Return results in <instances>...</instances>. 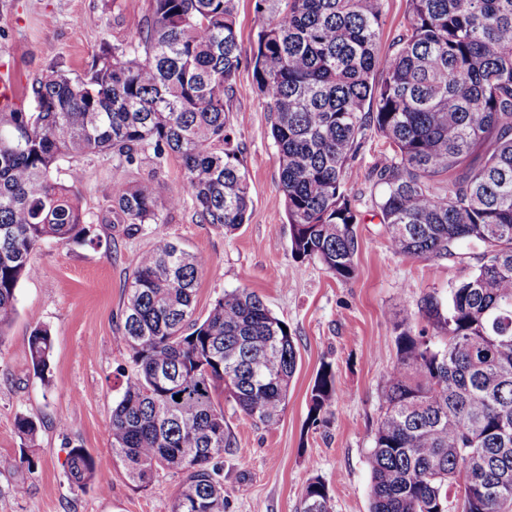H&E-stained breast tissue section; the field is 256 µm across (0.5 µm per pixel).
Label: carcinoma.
Listing matches in <instances>:
<instances>
[{"label": "carcinoma", "mask_w": 512, "mask_h": 512, "mask_svg": "<svg viewBox=\"0 0 512 512\" xmlns=\"http://www.w3.org/2000/svg\"><path fill=\"white\" fill-rule=\"evenodd\" d=\"M250 63L271 112L291 252L340 281L359 242L347 194L365 131L393 156L371 174L390 248L425 260L459 241L479 265L419 311L433 335L397 325V359L381 389L368 454L370 512H509L512 508V0H408L406 25L381 53L383 0H262ZM243 61L235 0H153L136 43L105 49L76 78L57 66L31 84L32 112H0V337L43 241L85 239L76 180L53 177L65 156L123 167L174 154L201 221L233 232L251 210L229 102ZM151 179L112 189L104 222L158 223ZM205 258L155 235L138 260L122 314L135 373L112 408V454L139 488L181 474L170 512H224L225 393L272 429L297 368L291 332L248 289L204 319L195 294ZM53 338L33 329L28 357L48 379ZM180 400H175V396ZM336 395L330 365L311 391L312 423ZM20 437L38 427L21 417ZM69 479L94 482L83 448ZM302 512H331L317 477Z\"/></svg>", "instance_id": "1"}]
</instances>
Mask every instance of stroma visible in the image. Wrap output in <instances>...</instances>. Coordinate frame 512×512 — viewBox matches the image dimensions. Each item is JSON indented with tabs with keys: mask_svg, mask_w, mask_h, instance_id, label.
Segmentation results:
<instances>
[{
	"mask_svg": "<svg viewBox=\"0 0 512 512\" xmlns=\"http://www.w3.org/2000/svg\"><path fill=\"white\" fill-rule=\"evenodd\" d=\"M151 5L152 0H0V74L15 77L19 110L33 108L25 88L47 67L80 75L102 48L136 42ZM230 109L253 200L248 221L231 233L201 222L175 156L124 168L108 155L57 161L61 181L73 169L82 173L78 190L91 240L43 241L31 256L34 274L17 289V315L0 346V456L23 455L33 464L0 472V512H169L180 475L162 471L149 487L137 488L113 456L106 429L134 370L118 338L125 288L159 231L209 260L197 286V316H206L224 294L247 288L262 296L294 337L297 369L275 429L244 416L234 402L223 403L232 441L223 454L224 512H300L303 490L315 477L328 486L333 512H369L368 452L381 414V385L396 361L394 324L406 318L415 329L425 328L418 313L422 299H447L449 288L474 271L478 251L461 242L448 258L424 260L390 248L369 175L391 151L370 130L348 191L360 244L355 277L341 282L319 262L297 261L268 104L249 64L236 74ZM143 179L158 185L161 200L176 197L179 205L161 209L159 224L137 232L102 223L113 186ZM39 325L54 339L46 383L34 375L27 355L29 336ZM325 364L336 376V398L315 423L310 395ZM21 416L38 426L35 446L18 434ZM75 447L96 463V482L84 489L67 476Z\"/></svg>",
	"mask_w": 512,
	"mask_h": 512,
	"instance_id": "obj_1",
	"label": "stroma"
}]
</instances>
